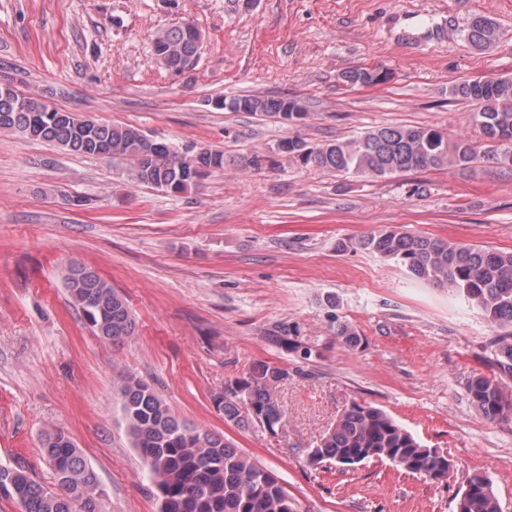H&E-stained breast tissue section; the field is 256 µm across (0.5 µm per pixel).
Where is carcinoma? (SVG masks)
Returning a JSON list of instances; mask_svg holds the SVG:
<instances>
[{"instance_id": "obj_1", "label": "carcinoma", "mask_w": 512, "mask_h": 512, "mask_svg": "<svg viewBox=\"0 0 512 512\" xmlns=\"http://www.w3.org/2000/svg\"><path fill=\"white\" fill-rule=\"evenodd\" d=\"M464 39L484 49L500 39L495 23L472 18ZM203 46L201 32L191 23L159 30L155 55L174 70L197 59ZM390 78L379 67L353 68L342 73L350 85L374 86ZM448 93L476 105L471 122L479 140L453 138L438 128L385 126L349 140L310 146L299 138L283 140L279 149L300 165L338 175L386 178L400 173L443 167L469 172L481 160L512 169V78H475L452 84ZM307 116L302 101L291 97L238 96L220 101L234 112L281 117L285 104ZM0 132L30 140L53 142L86 156L123 159L132 180L171 193H183L209 174L224 169V153L206 147L180 151L148 137L132 126L99 122L49 104L37 94L0 88ZM355 245L393 260L414 278L446 288L482 310L487 320L503 329L497 335L492 367L497 374L467 378L470 404L487 421L512 423V393L501 381L512 379V252L444 238L412 235L397 228L372 231ZM65 285L93 332L108 342L134 334L135 320L123 297L95 270L78 280L74 267ZM272 339L300 349L290 332L277 326ZM336 341L349 349L361 345L356 330L339 324ZM302 350V349H300ZM303 358L311 349L302 350ZM292 373L288 367L254 364L224 383L214 398L224 418L262 428L273 437L288 436V413L279 404L277 389ZM117 394L132 446L139 452L145 475L156 489L158 512H298L297 501L272 471L257 465L216 434L178 419L150 384L124 376ZM42 448L55 473L50 489L20 465H0V498L18 505L19 512H105L98 474L63 431L44 433ZM311 465L355 466L387 461L398 469L443 484L454 472L452 460L424 446L385 410L356 401L342 411L333 428L306 450ZM456 512H502L488 476L474 473L457 493Z\"/></svg>"}]
</instances>
